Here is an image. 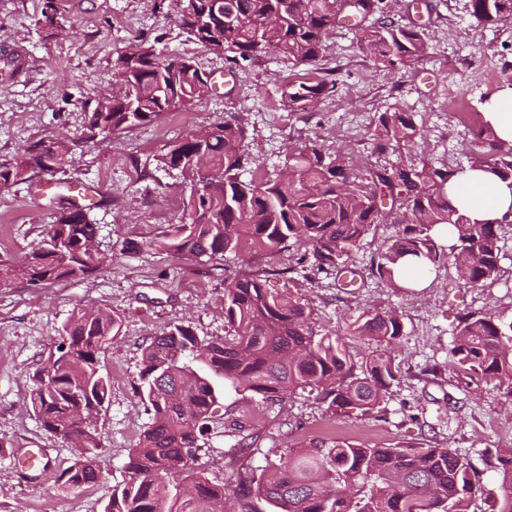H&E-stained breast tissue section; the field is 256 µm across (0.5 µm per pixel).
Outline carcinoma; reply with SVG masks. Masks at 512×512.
I'll return each mask as SVG.
<instances>
[{"label": "carcinoma", "mask_w": 512, "mask_h": 512, "mask_svg": "<svg viewBox=\"0 0 512 512\" xmlns=\"http://www.w3.org/2000/svg\"><path fill=\"white\" fill-rule=\"evenodd\" d=\"M478 23L495 26L512 18V0H468ZM383 0H170L166 16L187 38L204 48L224 44V59L235 66L274 53L294 67L318 70L329 34L352 22L359 48L380 68L421 60L425 30L384 17ZM161 36H138L114 59L113 76L125 87L121 97L100 98L83 130L108 136L155 122L162 114L206 97L209 79L191 58L165 54ZM336 90L322 77L293 81L281 95L291 111H305ZM418 135L407 112L379 114L369 131L371 152L385 155ZM246 127L234 115L203 133L172 142L160 158L190 182L186 212L148 242L176 259L226 253H278L290 243L306 248L312 266L343 279L353 270L341 256L362 246L373 226H399L370 272L391 288L401 287L399 269L408 256L429 272L449 258L468 253L458 268L475 287L501 273L500 235L495 224L472 221L448 204L447 185L459 170L428 164H397L361 170L336 149L304 145L288 150V174L251 176ZM469 167L512 179V146L480 127L466 147ZM68 139L27 145L23 159L0 163V189L31 181L38 171L64 164ZM390 199L389 211L381 201ZM455 237L444 244L440 228ZM98 227L78 207L60 211L47 239L20 259L0 261V288L22 282L41 288L57 281H81L112 261L95 245ZM228 336L207 340L174 324L142 352L138 393L153 411L152 422L125 464L126 479L112 493L106 512H216L226 487L184 463L199 440L224 389L250 391L270 402L308 392L327 406L374 412L399 380L394 349L402 336L399 315L374 308L351 325L353 336L378 349L361 361L343 338L321 334L311 307L291 292L272 291L254 275L224 286ZM121 316L99 309L74 311L48 362L32 375L30 404L50 433L73 440L79 455L62 474L64 484L97 482L103 472L100 437L93 428L109 397L100 353L121 329ZM449 370L497 382L512 401V320L474 311L460 315L449 349ZM486 469L496 473L487 488L484 471L450 448L403 443L378 448L334 441L290 448L260 475L238 473L233 495L240 512H253L260 499L273 512H473L477 499L488 512H512V448L487 450Z\"/></svg>", "instance_id": "cac0c4a2"}]
</instances>
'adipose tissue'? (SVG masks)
Returning <instances> with one entry per match:
<instances>
[{
	"mask_svg": "<svg viewBox=\"0 0 512 512\" xmlns=\"http://www.w3.org/2000/svg\"><path fill=\"white\" fill-rule=\"evenodd\" d=\"M484 121L500 141L512 145V87L505 85L486 104ZM448 200L460 212L478 222L512 221V184L481 169L458 174L448 186Z\"/></svg>",
	"mask_w": 512,
	"mask_h": 512,
	"instance_id": "obj_1",
	"label": "adipose tissue"
}]
</instances>
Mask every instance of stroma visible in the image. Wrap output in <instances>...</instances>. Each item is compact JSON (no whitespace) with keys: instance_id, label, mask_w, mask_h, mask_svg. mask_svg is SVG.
<instances>
[{"instance_id":"stroma-1","label":"stroma","mask_w":512,"mask_h":512,"mask_svg":"<svg viewBox=\"0 0 512 512\" xmlns=\"http://www.w3.org/2000/svg\"><path fill=\"white\" fill-rule=\"evenodd\" d=\"M395 23L428 34L425 56L415 65L379 69L356 46L353 30L330 35L321 68L337 87L313 109L291 111L281 90L305 70L274 57L243 63L225 83L226 64L187 39L156 9L157 0H55L57 18L73 36L47 37L36 21L45 0H0V53L19 56L20 71L0 75V162L20 160L25 147L43 139L75 145L62 169L0 189V260L20 258L45 239L56 211L69 202L86 205L98 224L100 247L112 255L108 269L81 282L41 288H0V512H105L112 491L125 478L128 455L152 415L137 393L146 342L173 324L199 337L224 336V281L257 275L267 287L292 290L313 308L320 333L345 339L355 359L375 343L350 334L353 321L376 307L398 313L403 335L395 348L401 374L382 404L363 414L328 412L301 393L267 402L249 391L225 389L197 453L205 475L234 486L240 461L236 448L254 450L258 468L291 448L310 442L348 441L387 447L428 443L470 457L483 448H512V404L496 382L448 370V350L457 317L467 310L512 319V223L501 225V274L479 287L462 284L453 263L443 264L427 288L396 290L370 273L397 225H376L363 245L346 257L361 277L355 287H338L333 276L308 267L292 277L278 270L303 254L294 246L278 256L225 254L176 260L165 252L125 251L124 240L145 241L177 223L190 186L158 159L187 132L238 116L255 168L273 173L292 146L340 148L360 169L403 161L435 167H466L463 151L483 123L488 97L512 75V19L495 27L475 21L468 0H385ZM161 35L160 50L193 57L211 74L213 90L186 109L131 130L82 141L90 101L113 91L112 62L142 34ZM408 112L418 135L392 153L371 152L368 131L382 112ZM98 186L94 198L79 195ZM99 307L123 317L118 336L108 339L100 370L111 383L109 399L94 423L104 446V476L72 488L60 478L78 456L76 447L46 431L33 413L30 378L47 362L74 309ZM47 449L44 471L24 466L22 449Z\"/></svg>"}]
</instances>
